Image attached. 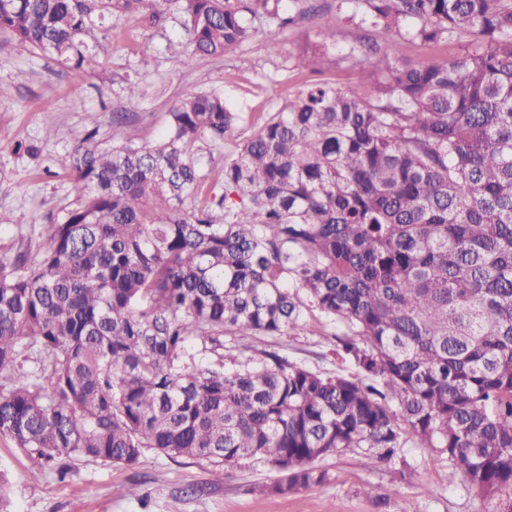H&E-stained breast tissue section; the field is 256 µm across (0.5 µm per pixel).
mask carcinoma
<instances>
[{
  "mask_svg": "<svg viewBox=\"0 0 512 512\" xmlns=\"http://www.w3.org/2000/svg\"><path fill=\"white\" fill-rule=\"evenodd\" d=\"M282 2L0 0V32L80 64L92 28L173 15L189 66L256 19L275 49L320 12ZM360 2L364 96L302 87L212 182L197 143L245 121L217 90L177 101L154 144L76 139L75 207L0 246L1 437L45 462L259 460L282 474L276 493L327 482L315 462L333 452L403 476L415 444L512 512V0ZM465 35L453 59L391 57L396 36ZM324 47L296 67L316 70ZM312 311L349 331L335 354L358 377L267 350L224 360V337L250 350L305 332Z\"/></svg>",
  "mask_w": 512,
  "mask_h": 512,
  "instance_id": "1",
  "label": "carcinoma"
}]
</instances>
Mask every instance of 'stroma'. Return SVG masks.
Masks as SVG:
<instances>
[{
    "label": "stroma",
    "instance_id": "obj_1",
    "mask_svg": "<svg viewBox=\"0 0 512 512\" xmlns=\"http://www.w3.org/2000/svg\"><path fill=\"white\" fill-rule=\"evenodd\" d=\"M336 28L325 32L320 20H299L279 34V50H270L259 35L224 55L204 57L193 66L180 65L170 50L184 40L177 19L149 25L142 15H125L112 26L92 29L84 37L90 48L82 66L52 60L0 32V212L10 217L0 226V245L16 241L49 220L63 217L79 195L66 160L77 136L96 130L105 146L130 136L144 142L164 133L167 114L186 94L223 91L227 104L244 113L245 122L223 145L202 144L198 155L205 170L219 175L224 157L238 141L252 135L298 88L325 82L352 95L370 82L358 64L364 31L349 22L355 6L332 0ZM327 43L329 51L318 72L299 71L294 58L305 48ZM468 38L438 46L399 39L396 59L426 61L452 58ZM141 94L129 98V83ZM36 143L41 155L16 154L14 142ZM310 333L301 336H259L257 349L279 352L289 361L335 372L334 350L345 329L311 312ZM412 467L399 479L392 463L371 460L365 453L330 454L318 465L329 474L326 483L285 494L272 492L279 473L269 465L244 461L224 469L205 459L169 458L144 449L132 467L94 460L71 462L66 478L53 465L30 458L0 438V470L7 479L10 512H490L491 502L449 483L448 461L437 450L407 445ZM137 495H129L130 487ZM377 496L365 495V487Z\"/></svg>",
    "mask_w": 512,
    "mask_h": 512
}]
</instances>
